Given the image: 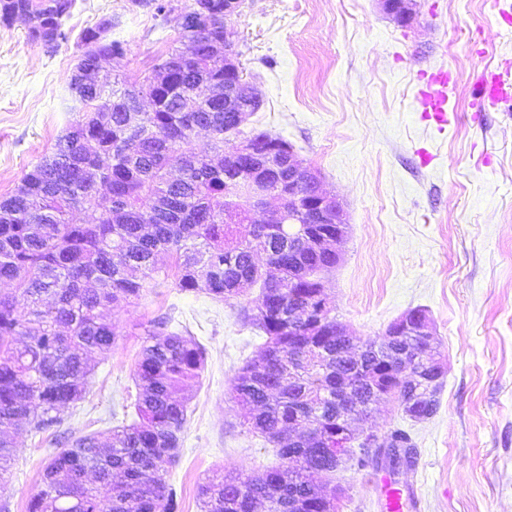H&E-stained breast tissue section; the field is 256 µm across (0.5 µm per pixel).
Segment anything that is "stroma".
<instances>
[{
	"label": "stroma",
	"mask_w": 512,
	"mask_h": 512,
	"mask_svg": "<svg viewBox=\"0 0 512 512\" xmlns=\"http://www.w3.org/2000/svg\"><path fill=\"white\" fill-rule=\"evenodd\" d=\"M506 13L512 0H418L405 25L377 0H244L230 21L244 76L263 96L243 131L282 136L344 203L348 234L323 274L332 315L361 344L408 310L425 309L445 363L432 418L412 421L385 400L370 421H356L382 440L404 429L416 459L396 471L351 459L320 476L344 489L339 512H386L388 481L415 495L416 512H512V115L470 106L476 80L512 62ZM107 18L110 37L126 43L123 57L102 64L108 81L148 76L180 44L176 14L162 21L130 0H76L52 53L28 39L22 22L0 24V197L74 120L68 82L83 52L80 34ZM441 66L451 72L457 111L442 132L414 103L422 74ZM259 297L256 285L225 302L167 281L114 307L122 335L107 356H93L92 391L62 411L61 431L135 421L134 365L149 321L169 313L172 330H189L206 353L167 475L182 512H201L197 488L213 472L280 466L233 394L238 369L265 344L238 314ZM13 442L0 512H27L54 450L26 428Z\"/></svg>",
	"instance_id": "35a3bbf8"
}]
</instances>
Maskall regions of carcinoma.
Here are the masks:
<instances>
[{
	"label": "carcinoma",
	"instance_id": "carcinoma-1",
	"mask_svg": "<svg viewBox=\"0 0 512 512\" xmlns=\"http://www.w3.org/2000/svg\"><path fill=\"white\" fill-rule=\"evenodd\" d=\"M76 0H0V23L26 17L29 40L44 30L66 38L65 20ZM166 18L173 0H131ZM76 67L87 71L120 56V40L81 34ZM170 81L145 77L132 84L70 88L82 112L55 141L51 154L0 198V488L15 461L10 432L27 425L46 433L62 423V409L84 400L92 384L88 356L108 355L121 336L107 318L112 305L139 300L147 280L174 278L182 291L219 301L261 285L242 318L266 336L262 357L242 366L234 381L245 423L274 443L283 465L260 475L216 474L198 488L201 512H336V489L316 477L336 471L351 453L324 451L345 429L336 417V376L351 370L336 317L306 335L305 319L325 302L321 273L336 252L302 234L300 223L254 224L239 189L252 176L224 154L241 134L224 111L221 48L191 28L181 48L160 64ZM199 130L210 133L212 154L190 148ZM74 210L86 214L74 224ZM174 259L157 266V256ZM265 255L266 266L256 261ZM171 317L149 323L133 374L142 389L138 421L106 433L72 435L46 464L28 512H181L166 480L187 421L188 388L200 382L205 351L193 336L169 330ZM436 339L382 336L359 355L364 373L350 378L351 402L367 420L374 405L395 399L413 421L432 418L443 380L436 372ZM389 447L404 448L413 464L410 435L395 429Z\"/></svg>",
	"mask_w": 512,
	"mask_h": 512
}]
</instances>
